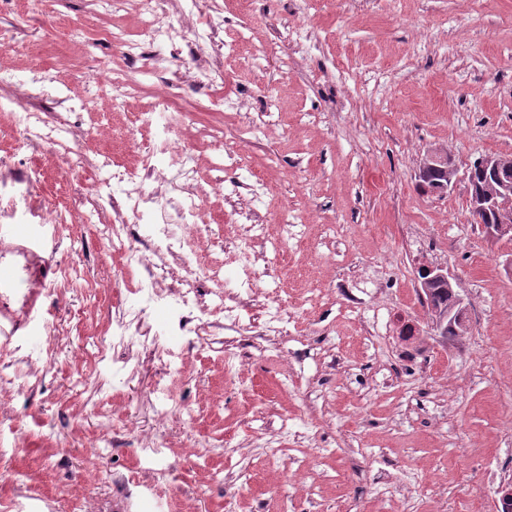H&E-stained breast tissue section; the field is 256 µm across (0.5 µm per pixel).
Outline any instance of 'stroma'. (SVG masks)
Listing matches in <instances>:
<instances>
[{
    "mask_svg": "<svg viewBox=\"0 0 512 512\" xmlns=\"http://www.w3.org/2000/svg\"><path fill=\"white\" fill-rule=\"evenodd\" d=\"M225 43L224 82L207 84L189 46L160 69L126 68L137 91L124 108L106 91L122 47L137 37L140 0H26L0 10V98L28 93L30 111L86 139L81 173L64 152L16 154L15 116L0 112V158L35 157L38 189H84L61 230L77 264L41 295L57 317L53 336L25 340L36 353L71 339L24 395L0 381V512H492L488 474L512 473V241L488 236L469 206L467 172L488 154H512V0H212ZM189 118L181 138L194 181L215 184L199 223L211 232L202 266L239 273L238 211L271 218L255 242L278 269L261 279L243 313L254 333L283 307L288 336L255 351L237 337L233 369L217 344L183 334L185 363L160 371L142 348L111 351L98 368L86 337L112 336L118 310L139 304L140 274L121 271L99 227L113 223L99 180L132 171L155 141L138 126L158 96ZM231 100L222 112L215 96ZM224 139L243 154L217 153ZM447 146L457 175L447 194L417 178L426 151ZM262 182L260 197L246 187ZM447 264L468 305L471 331L442 340L419 300L422 262ZM368 291L352 312L343 283ZM409 313L426 348L424 372L403 356L389 323ZM388 339L374 353L364 331ZM134 377L117 371L125 357ZM191 416L167 421V397ZM292 418L334 449L312 472L313 448L286 439L262 448L256 430ZM153 439L154 448L144 446ZM469 448V459L458 448ZM397 476L430 475L423 496L401 506L378 497L361 454Z\"/></svg>",
    "mask_w": 512,
    "mask_h": 512,
    "instance_id": "stroma-1",
    "label": "stroma"
}]
</instances>
